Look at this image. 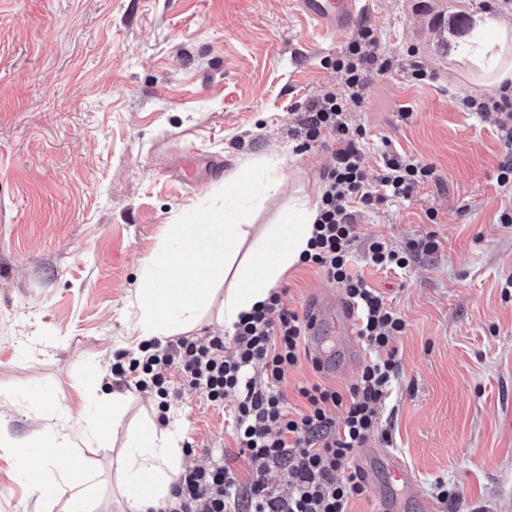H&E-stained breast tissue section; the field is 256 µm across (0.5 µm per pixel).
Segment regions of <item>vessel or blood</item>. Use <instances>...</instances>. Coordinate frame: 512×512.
Returning a JSON list of instances; mask_svg holds the SVG:
<instances>
[{
	"instance_id": "1",
	"label": "vessel or blood",
	"mask_w": 512,
	"mask_h": 512,
	"mask_svg": "<svg viewBox=\"0 0 512 512\" xmlns=\"http://www.w3.org/2000/svg\"><path fill=\"white\" fill-rule=\"evenodd\" d=\"M296 11L315 26L330 32H348L355 17L363 8L361 0H294ZM355 310L336 293L317 299L308 315L307 340L315 361L326 372H335L336 354L349 349L353 343ZM385 470L391 483L401 487L402 496L380 491V512H402L403 495H414L415 475L395 455H387Z\"/></svg>"
}]
</instances>
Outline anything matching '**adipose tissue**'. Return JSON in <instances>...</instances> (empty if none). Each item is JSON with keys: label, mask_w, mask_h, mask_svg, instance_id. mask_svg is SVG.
I'll return each instance as SVG.
<instances>
[{"label": "adipose tissue", "mask_w": 512, "mask_h": 512, "mask_svg": "<svg viewBox=\"0 0 512 512\" xmlns=\"http://www.w3.org/2000/svg\"><path fill=\"white\" fill-rule=\"evenodd\" d=\"M476 89L494 91L512 80V25L477 15L471 37L451 52ZM278 165L271 158L227 176L224 204L202 220L173 227L171 245L146 262L135 291L137 341L172 336L194 328L224 281V301L217 317L225 333H233L241 313L266 300L281 275L299 264L308 248L320 199L302 195L289 200L276 224L249 238L252 203L277 192ZM123 396L113 393L112 404L99 416L76 417L69 431L79 439L103 440L122 425ZM178 429L158 428L144 420L128 448L116 458L117 487L129 512H153L164 505L182 465ZM93 475L81 462L64 469L55 484L56 500L64 512H93Z\"/></svg>", "instance_id": "ef3b65f1"}]
</instances>
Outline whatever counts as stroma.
<instances>
[{
	"label": "stroma",
	"instance_id": "obj_1",
	"mask_svg": "<svg viewBox=\"0 0 512 512\" xmlns=\"http://www.w3.org/2000/svg\"><path fill=\"white\" fill-rule=\"evenodd\" d=\"M487 11L512 20L502 0H368L354 22L391 63L367 75L349 113L367 131L368 172L398 152L437 174L412 201L359 214L360 239L401 248L432 232L440 243L400 275L360 268L406 321L382 410L393 442L369 445L407 464L420 498L447 482L455 496L441 512H512V223L499 220L512 187L497 182L506 147L496 128L459 106L477 90L449 54ZM351 39L316 30L292 0H0V512H50L9 446L40 455L79 392L115 391L109 365L134 347L138 277L172 224L220 204L225 177L260 156L281 158L282 186L251 235L289 198L319 194L336 144L303 149L292 130L341 88L336 60ZM416 66L428 80L412 78ZM278 285L299 312L335 288L302 264ZM171 386L165 411L129 389L114 441L82 449L106 512L114 459L149 417L179 425L194 448L184 465H210L220 448L247 474L228 429L232 400Z\"/></svg>",
	"mask_w": 512,
	"mask_h": 512
}]
</instances>
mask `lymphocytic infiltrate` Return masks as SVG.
Here are the masks:
<instances>
[{
    "label": "lymphocytic infiltrate",
    "instance_id": "obj_1",
    "mask_svg": "<svg viewBox=\"0 0 512 512\" xmlns=\"http://www.w3.org/2000/svg\"><path fill=\"white\" fill-rule=\"evenodd\" d=\"M345 90L324 93L308 105L293 134L303 146L333 138L335 163L322 176L321 204L314 221L310 249L303 257L342 289L357 314L356 331L368 354L357 380L347 390L313 382L298 386L300 408H290L282 390L287 369L306 354V314L287 307L283 294L242 314L231 336L199 340L181 336L149 344L148 354L135 358L118 353L110 367L120 386L169 395V370L210 401L235 398L229 415L239 455L248 458L247 480L215 461L208 467L184 468L171 486L159 512H350L351 503L366 494L364 479L354 465L358 448L371 438L391 442L380 419L390 396L399 361L392 346L403 335L405 319L354 269V244L359 238L355 215L377 205L408 201L435 181L432 164L398 154L384 155L375 174L364 165L366 131L347 114L363 100L367 72L386 74L390 62L381 57L370 29H359L336 62ZM462 106L497 125L511 150L500 165L497 182L512 186V82L487 98L469 97ZM435 234L397 249L382 238H371L365 264L389 273H403L412 254L438 250ZM280 471L287 493L269 484Z\"/></svg>",
    "mask_w": 512,
    "mask_h": 512
}]
</instances>
